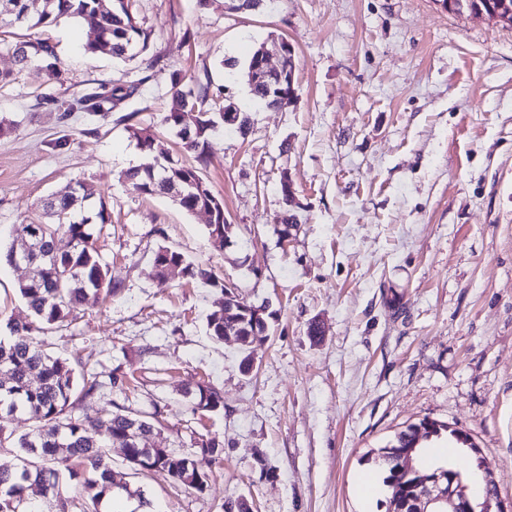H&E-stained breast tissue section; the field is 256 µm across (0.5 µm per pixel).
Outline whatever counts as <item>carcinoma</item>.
<instances>
[{
	"label": "carcinoma",
	"instance_id": "cac0c4a2",
	"mask_svg": "<svg viewBox=\"0 0 512 512\" xmlns=\"http://www.w3.org/2000/svg\"><path fill=\"white\" fill-rule=\"evenodd\" d=\"M62 17L85 18L94 21V36L85 45L91 54L108 55L132 60L147 51L150 32L136 20L132 0H44L43 10L14 25L0 18V48L13 54L16 66L22 69L34 58H56L54 47L46 40L31 39L23 30L46 27ZM259 50H254L242 69L254 100L268 108L279 103L270 95L278 76L261 66ZM134 92L131 87L115 85L112 91L97 88L88 90L63 108L65 112H105L107 104H116ZM210 96V86L199 84L188 91L176 92V105L192 107L204 104ZM224 117L236 116L227 123L245 133L249 118L237 103L228 99L218 109ZM217 121L213 116L201 118L191 135L179 134L182 148L195 155L196 164L179 161L174 167H165L160 174L130 169L124 178L132 190L148 195L171 198L181 209L190 213L214 207L224 210V201L215 196L201 176L206 162V148L210 132ZM132 135L143 149H150L156 133L150 126L131 127ZM194 182L197 189L187 190ZM95 196L94 189L80 185L77 195L64 193L46 199L43 212L47 221L41 224H15L12 239L6 248L5 259H10L19 242L29 245L31 255L50 256L43 274L36 281L18 285V293L33 315V321L11 327L15 338L0 342V410L25 411L35 426L28 434L11 442L18 453L20 466L13 471L0 470V512H67L70 500L64 495L68 486L78 491L91 506V512H102L114 492L123 491L132 496L127 483L116 485V473L106 448L119 444L127 449L125 460L137 471L165 470L179 484L196 492L209 487V475L200 467V458L217 460L222 444L203 437L197 442L199 454L179 453L169 448H131L129 436L150 435L156 430L150 416L141 412L117 409L107 417L89 414L100 382L83 378L77 381L74 367L46 348L43 334L49 329L70 325L79 305L89 298L111 297L119 292L112 284L108 268L102 262L91 228V218L85 215V204ZM172 264H180L191 279L216 286L219 277L213 269L187 260L175 249L162 246L153 256L156 275L163 276ZM268 326L254 323V318L236 313L231 332L243 347L257 339L266 338ZM209 336L224 340V308H217L207 318ZM197 408L209 412L224 409V396L211 385H199L192 392ZM82 415H74L75 409ZM431 420L401 433L395 444L382 451L387 467L384 484L389 488L392 512H414V504L403 488L420 479L416 474L395 477L399 468L397 449L409 447L425 432ZM34 487L42 503L29 501L27 491Z\"/></svg>",
	"mask_w": 512,
	"mask_h": 512
}]
</instances>
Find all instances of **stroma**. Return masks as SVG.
<instances>
[{
	"label": "stroma",
	"instance_id": "1",
	"mask_svg": "<svg viewBox=\"0 0 512 512\" xmlns=\"http://www.w3.org/2000/svg\"><path fill=\"white\" fill-rule=\"evenodd\" d=\"M133 4L152 32L136 59L84 53L89 23L64 18L31 32L54 45L57 78L36 59L0 87V244L78 181L101 193L110 215L94 238L119 293L80 306L49 343L77 354L78 372L98 374L96 409L161 421L144 447L224 443L219 460L202 463V493L162 470L133 473L122 448H109L132 490L113 498L112 512H225L241 498L253 512H389L387 489L366 496L362 479L383 480L379 449L425 418L468 434L511 501L512 29L436 0ZM273 36L292 45L298 85L297 99L275 110L255 104L224 66ZM175 77L185 89L210 83L207 109L222 92L249 115L247 133H211L202 168L234 226L224 247L204 213L134 193L121 178L156 162L131 124L153 126L180 157L164 122ZM99 84L137 91L109 112H60ZM287 211L297 228L284 239ZM162 246L275 311L266 341L212 340L206 321L220 290L157 278ZM30 275L0 265L2 338L31 319L15 293ZM245 353L256 361L248 375ZM113 374L123 389L111 387ZM201 383L221 390L223 411L196 408Z\"/></svg>",
	"mask_w": 512,
	"mask_h": 512
}]
</instances>
